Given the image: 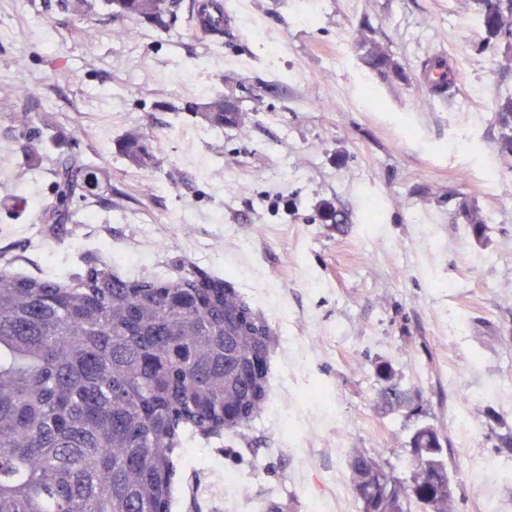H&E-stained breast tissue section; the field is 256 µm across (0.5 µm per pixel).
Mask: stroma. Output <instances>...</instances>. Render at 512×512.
Masks as SVG:
<instances>
[{"label":"stroma","instance_id":"35a3bbf8","mask_svg":"<svg viewBox=\"0 0 512 512\" xmlns=\"http://www.w3.org/2000/svg\"><path fill=\"white\" fill-rule=\"evenodd\" d=\"M224 4L237 24L218 50L182 23L116 37L100 0H0V86L36 90L0 97V257L28 277L104 262L113 245L125 274L171 277L188 261L229 273L268 321L264 410L199 444L172 512H359L350 457L385 448L397 463L425 422L455 450L460 512H512L499 451L512 429V168L494 151L512 70L479 52L475 0ZM364 19L406 81L363 67ZM437 55L457 84L430 97L421 71ZM216 93L241 100L243 127L181 109ZM22 109L42 139L35 164ZM132 129L150 136L151 165L121 155ZM67 155L97 160L98 185L74 223L49 228L38 204ZM324 201L344 223L320 221ZM389 383L407 407L378 408ZM228 472L242 483L225 487ZM13 121L20 132L21 138L25 141L23 143V148L27 158L30 161L39 158L42 142L40 141L39 136L32 135L29 131L30 121L28 112H14Z\"/></svg>","mask_w":512,"mask_h":512}]
</instances>
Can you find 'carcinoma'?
Masks as SVG:
<instances>
[{
	"label": "carcinoma",
	"instance_id": "1",
	"mask_svg": "<svg viewBox=\"0 0 512 512\" xmlns=\"http://www.w3.org/2000/svg\"><path fill=\"white\" fill-rule=\"evenodd\" d=\"M113 33L128 23L170 31L178 0H102ZM486 33L482 51L512 52V0H481ZM357 35L360 58L383 81L404 80L393 54ZM433 95L455 83L441 56L422 68ZM181 112L212 127L243 122V109L224 116V95L187 101ZM501 128L495 150L512 166V93L497 101ZM29 160L42 142L29 131V114L14 113ZM133 164L153 160L149 137L136 130L121 139ZM89 159L66 157L54 168L53 199L40 220L72 223L77 199L97 179ZM459 214L481 237L485 219L462 203ZM271 328L217 274L187 264L173 278H130L107 265L72 276L33 278L0 267V512H171L183 446L195 436L248 428L269 397L268 373L256 377L250 356L269 349ZM382 403L406 398L393 386ZM386 449L349 462L359 512H459L450 461L453 449L436 426L424 423L401 461L405 477L383 460Z\"/></svg>",
	"mask_w": 512,
	"mask_h": 512
}]
</instances>
